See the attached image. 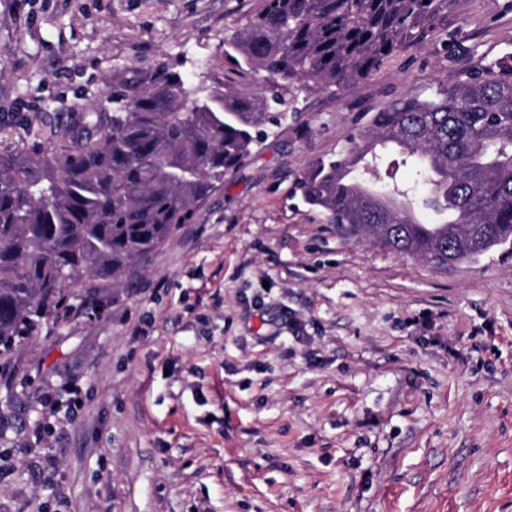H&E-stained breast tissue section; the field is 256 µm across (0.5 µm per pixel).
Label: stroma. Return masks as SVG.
<instances>
[{
  "instance_id": "1",
  "label": "stroma",
  "mask_w": 512,
  "mask_h": 512,
  "mask_svg": "<svg viewBox=\"0 0 512 512\" xmlns=\"http://www.w3.org/2000/svg\"><path fill=\"white\" fill-rule=\"evenodd\" d=\"M259 5L33 0L25 20L0 0V151L72 143L162 63L254 84L224 38ZM438 23L353 88L296 92L191 223L16 344L0 512H512V245L438 271L297 188L372 113L512 54V0H446Z\"/></svg>"
}]
</instances>
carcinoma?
Returning <instances> with one entry per match:
<instances>
[{"label":"carcinoma","instance_id":"carcinoma-1","mask_svg":"<svg viewBox=\"0 0 512 512\" xmlns=\"http://www.w3.org/2000/svg\"><path fill=\"white\" fill-rule=\"evenodd\" d=\"M445 0H262L224 38L254 89L209 90L166 63L119 85L112 111L84 115L80 141L0 151V357L66 300L76 278L115 280L190 223L224 177L278 124L271 103L300 88L353 87L426 38ZM393 143L429 186L369 184ZM353 147L299 178L305 203L345 234L438 270L512 242V54L460 72L433 96L375 112ZM458 221L416 224L420 210Z\"/></svg>","mask_w":512,"mask_h":512}]
</instances>
